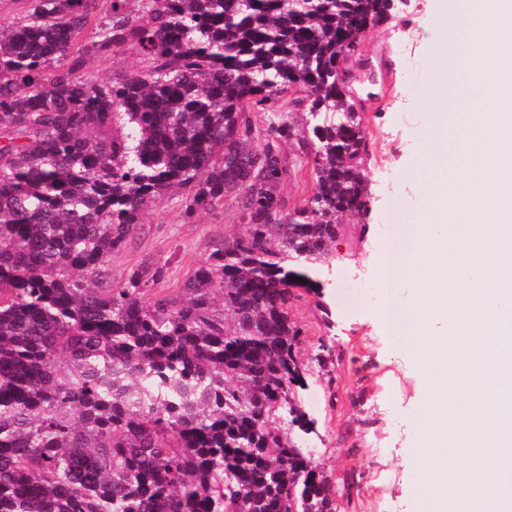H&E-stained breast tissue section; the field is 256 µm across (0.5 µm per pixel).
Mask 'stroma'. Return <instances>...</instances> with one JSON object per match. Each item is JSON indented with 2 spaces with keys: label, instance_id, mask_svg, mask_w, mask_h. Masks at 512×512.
I'll return each mask as SVG.
<instances>
[{
  "label": "stroma",
  "instance_id": "obj_1",
  "mask_svg": "<svg viewBox=\"0 0 512 512\" xmlns=\"http://www.w3.org/2000/svg\"><path fill=\"white\" fill-rule=\"evenodd\" d=\"M433 0H395L391 20L370 28L359 42L351 88L357 97L367 152L368 207L337 219L338 236L328 259L313 267L317 289H296L290 316L304 331L296 350L301 379L290 397L307 413L309 431L281 418L279 424L306 448L333 485L350 481L337 512H418L419 488L410 457L416 446V416L422 383L408 353L385 334L378 309L344 313L337 298L342 283L379 281L381 258L401 251L404 230L390 246L382 226L393 201L406 224L418 223L426 207L408 171L421 151L434 114V92L426 75L433 64L430 30L439 29ZM289 170L280 191L289 207L311 193L310 166L300 162L297 142L281 143ZM241 195L226 194L214 210L185 217L179 196L163 199L142 217L141 228L107 259L113 284L147 261L166 263L161 286L182 287L213 244L242 234Z\"/></svg>",
  "mask_w": 512,
  "mask_h": 512
}]
</instances>
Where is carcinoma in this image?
<instances>
[{
    "label": "carcinoma",
    "instance_id": "obj_1",
    "mask_svg": "<svg viewBox=\"0 0 512 512\" xmlns=\"http://www.w3.org/2000/svg\"><path fill=\"white\" fill-rule=\"evenodd\" d=\"M0 27V512H336L277 425L303 330L289 315L336 215L367 207L345 63L392 0H31ZM133 45L121 80L85 69ZM296 88L254 146L249 113ZM297 140L312 189L280 194ZM174 190L184 214L242 191L244 235L176 294L166 265L105 269Z\"/></svg>",
    "mask_w": 512,
    "mask_h": 512
}]
</instances>
